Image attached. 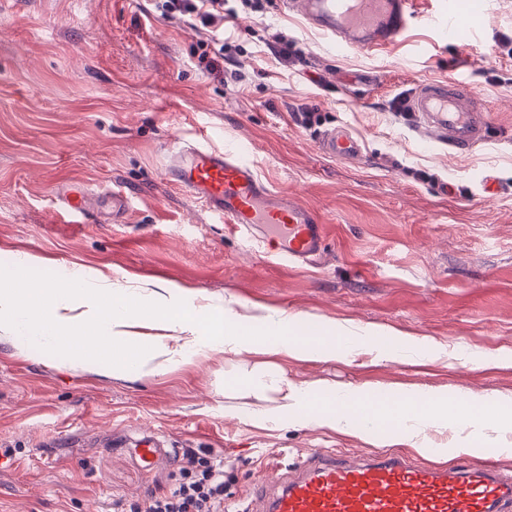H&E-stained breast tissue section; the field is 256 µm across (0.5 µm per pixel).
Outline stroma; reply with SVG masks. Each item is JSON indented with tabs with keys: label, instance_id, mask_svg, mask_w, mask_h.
Masks as SVG:
<instances>
[{
	"label": "stroma",
	"instance_id": "obj_1",
	"mask_svg": "<svg viewBox=\"0 0 512 512\" xmlns=\"http://www.w3.org/2000/svg\"><path fill=\"white\" fill-rule=\"evenodd\" d=\"M420 20L383 52L336 54L281 0L227 20L241 51L209 74L208 37L157 17L152 0H0V281L80 270L116 288L165 283L186 307L261 306L304 324L349 322L367 347L333 360L280 358L298 382L367 388L378 406L438 398L498 403L501 439L468 427V459L512 469V0L442 44ZM295 39L301 63H279L272 34ZM460 76L489 111L486 140L457 151L421 146L415 120L390 100ZM322 115L304 129L292 114ZM362 142L353 162L324 155L321 130ZM234 142L272 190L300 197L327 226L319 261L298 267L250 247L168 177L173 136ZM494 172L497 189L478 183ZM453 181L451 194L442 181ZM83 182L100 198L78 224L62 197ZM132 196L112 221L108 193ZM38 256L35 268L23 255ZM233 356L205 353L164 373L120 379L73 356L27 355L0 341V512H131L170 491L181 453L223 462L224 505L256 481L318 451L410 452L397 429L343 433L296 415L260 421L265 405L218 394ZM154 431L175 448L149 470L115 441ZM455 429L427 430L425 463L459 460Z\"/></svg>",
	"mask_w": 512,
	"mask_h": 512
}]
</instances>
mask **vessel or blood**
<instances>
[{
    "mask_svg": "<svg viewBox=\"0 0 512 512\" xmlns=\"http://www.w3.org/2000/svg\"><path fill=\"white\" fill-rule=\"evenodd\" d=\"M330 46L342 51H380L397 42L414 23L412 0H287ZM493 0H449L430 22L442 43L455 42L473 16L491 13ZM411 107L421 138L466 150L485 141L486 108L459 78L418 85ZM320 147L328 155L359 157L361 145L343 127L325 131ZM168 170L174 183L212 214L268 255L308 265L325 249L326 226L297 197L272 192L238 145L216 148L181 140L169 144ZM91 191L80 184L65 196V208L85 214ZM167 450L146 435L130 454L148 468ZM241 512H512V475L497 465L461 459L420 464L408 456L380 453L344 456L314 453L283 472L276 484L258 482Z\"/></svg>",
    "mask_w": 512,
    "mask_h": 512,
    "instance_id": "vessel-or-blood-1",
    "label": "vessel or blood"
}]
</instances>
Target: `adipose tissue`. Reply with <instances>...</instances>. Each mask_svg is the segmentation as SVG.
<instances>
[{"label": "adipose tissue", "instance_id": "obj_1", "mask_svg": "<svg viewBox=\"0 0 512 512\" xmlns=\"http://www.w3.org/2000/svg\"><path fill=\"white\" fill-rule=\"evenodd\" d=\"M294 318L270 313L240 316L230 308L204 304L184 310L173 301L169 288L127 291L106 288L74 273L66 282L31 287L22 281L0 284V337L26 341L39 353L80 350L82 366L90 372L118 378L153 375L184 362L198 351L239 355L264 351V360L235 366L230 373L238 398L268 403L267 422L294 413L300 420L348 432L354 425L346 414L313 403L315 395L340 397L349 406L361 405L362 388L335 390L321 384L290 381L275 361L277 355L305 348L332 358L337 342L354 349L360 342L350 326L336 322L327 327L335 342L316 346L294 337ZM150 335H141V328Z\"/></svg>", "mask_w": 512, "mask_h": 512}]
</instances>
